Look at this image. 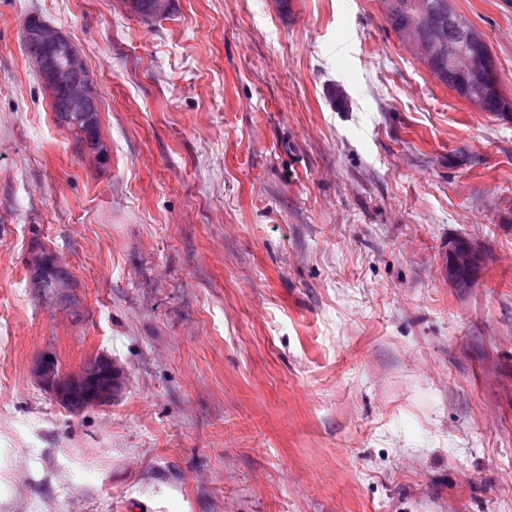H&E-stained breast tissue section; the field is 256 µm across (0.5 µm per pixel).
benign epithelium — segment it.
<instances>
[{
	"label": "benign epithelium",
	"mask_w": 512,
	"mask_h": 512,
	"mask_svg": "<svg viewBox=\"0 0 512 512\" xmlns=\"http://www.w3.org/2000/svg\"><path fill=\"white\" fill-rule=\"evenodd\" d=\"M457 36L472 48L469 54H457V47L447 42L445 25L425 22L413 27L404 35L405 43L422 60L431 58L443 44H448V56L457 58L460 67L468 72L483 74L492 87H497L498 66L495 57L486 47L483 33L459 13L449 17ZM25 37L30 45L28 56L44 82L52 89L67 93L65 111L82 115L86 123L99 118V98L91 74L83 57L73 43L58 29L40 21L26 22ZM448 281L457 288L474 285V278L461 273L484 260L482 248L465 239H457L448 247ZM36 376L40 386L63 407L79 400L85 407L107 406L114 401L125 380L122 368L106 354L91 357L75 371L57 367L51 352L41 357Z\"/></svg>",
	"instance_id": "obj_1"
}]
</instances>
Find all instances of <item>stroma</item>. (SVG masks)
I'll return each instance as SVG.
<instances>
[{
	"label": "stroma",
	"instance_id": "35a3bbf8",
	"mask_svg": "<svg viewBox=\"0 0 512 512\" xmlns=\"http://www.w3.org/2000/svg\"><path fill=\"white\" fill-rule=\"evenodd\" d=\"M451 3L512 99V0ZM31 15L95 77L102 162ZM38 244L72 287L30 288ZM47 352L127 384L65 409ZM0 512H512V120L381 0H0ZM449 23L456 31L457 36L470 45L471 53L457 56L456 45L448 40V50L431 58L434 52L447 41L446 27L438 22H425L412 27L406 32L403 39L421 60L430 58L423 63L436 80L450 90L456 91L476 109L480 110V105L476 102L480 101L482 112H491L499 116L502 103L505 100L502 99L500 90L495 92L491 88V86L497 87L499 72L495 57L487 48L488 45L486 47L483 33L459 13L451 15ZM448 56L456 57L457 63L463 70L482 73L489 82L478 75L458 71L448 60ZM25 37L30 45V52L27 55L44 82L52 89H61L54 96V111L60 110L66 104V95L62 90L67 93L68 100L64 111L55 112L57 122L59 119L67 122V126L58 123L74 134L77 145L85 155L96 159L102 158L103 153L98 155V151L93 149L92 142L85 140L81 146L84 141L82 134L87 135L88 140L100 141V124H97L94 131H90L74 114H81L87 124L99 120L98 94L83 57L61 31L39 19L26 22ZM62 50L65 52V62L59 60V53ZM448 256V266L446 265L448 281L457 288L472 287L474 278L463 275L460 270L484 261L485 253L482 248L471 241L457 239L448 247Z\"/></svg>",
	"mask_w": 512,
	"mask_h": 512
}]
</instances>
